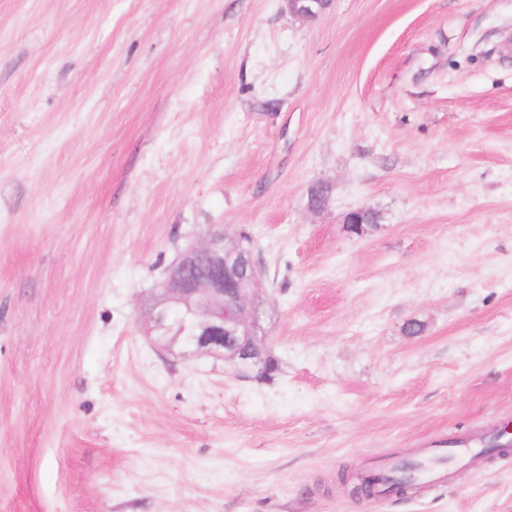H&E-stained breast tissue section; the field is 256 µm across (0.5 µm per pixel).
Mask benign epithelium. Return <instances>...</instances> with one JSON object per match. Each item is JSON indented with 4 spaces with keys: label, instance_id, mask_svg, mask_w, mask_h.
<instances>
[{
    "label": "benign epithelium",
    "instance_id": "1",
    "mask_svg": "<svg viewBox=\"0 0 512 512\" xmlns=\"http://www.w3.org/2000/svg\"><path fill=\"white\" fill-rule=\"evenodd\" d=\"M284 2L291 16L315 19L331 8L333 0ZM260 280L253 250L243 245L242 237L231 236L224 225L216 224L157 288L150 308L151 329L176 340L188 327L182 355L220 356L259 374L267 363L266 333L256 299ZM491 447L500 453L512 451V423L499 425Z\"/></svg>",
    "mask_w": 512,
    "mask_h": 512
}]
</instances>
